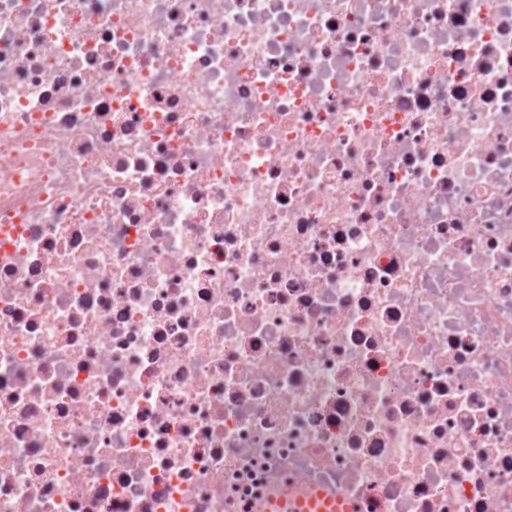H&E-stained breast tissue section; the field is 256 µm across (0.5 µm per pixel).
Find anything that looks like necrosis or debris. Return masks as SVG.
Wrapping results in <instances>:
<instances>
[{
  "instance_id": "necrosis-or-debris-1",
  "label": "necrosis or debris",
  "mask_w": 512,
  "mask_h": 512,
  "mask_svg": "<svg viewBox=\"0 0 512 512\" xmlns=\"http://www.w3.org/2000/svg\"><path fill=\"white\" fill-rule=\"evenodd\" d=\"M512 512V0H0V512ZM269 507L273 509H267V512H318L340 508L344 509L345 512L350 510L342 502L334 501L330 503L329 501H324L320 493L311 494L305 498H295L288 495V497L272 502Z\"/></svg>"
}]
</instances>
